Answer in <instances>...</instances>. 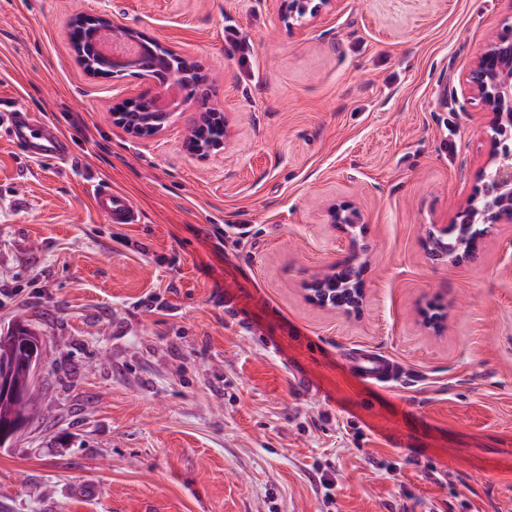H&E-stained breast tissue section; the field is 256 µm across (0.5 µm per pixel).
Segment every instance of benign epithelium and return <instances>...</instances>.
Returning <instances> with one entry per match:
<instances>
[{"label": "benign epithelium", "instance_id": "obj_1", "mask_svg": "<svg viewBox=\"0 0 512 512\" xmlns=\"http://www.w3.org/2000/svg\"><path fill=\"white\" fill-rule=\"evenodd\" d=\"M335 0H281L280 21L284 26L294 29L304 24L307 16L331 8ZM464 92L479 100L487 119L489 138L488 158L480 175L481 186L477 194L482 196L481 205L469 204L456 213L462 217V223L430 224L426 227L424 245L428 253L437 254L448 235H458L457 248L443 254V260L458 264L473 252L476 240L496 224L512 222V39L499 37L490 41L477 57L465 79ZM131 101L118 105L112 112V123L122 128L132 138L156 136L164 131L173 118L172 112H149L143 117L147 126H136L127 122L126 109ZM198 118L195 127L201 130V136L186 140L187 149L196 155L208 156L224 149V138L213 140L208 137V127L218 126L227 130L224 113L213 112L208 104L198 106ZM329 221L338 227L362 222L361 214L346 205L333 204L328 209ZM345 304L342 308L348 312L359 311L364 297L361 281L344 289ZM336 267L328 268L321 277L314 280L308 288V297L322 307H336ZM46 363L43 340L39 336L29 339V353L26 359L27 369L34 375L39 374ZM27 428L22 420L6 423L0 428V446L7 448L16 437Z\"/></svg>", "mask_w": 512, "mask_h": 512}]
</instances>
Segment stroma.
<instances>
[{
	"mask_svg": "<svg viewBox=\"0 0 512 512\" xmlns=\"http://www.w3.org/2000/svg\"><path fill=\"white\" fill-rule=\"evenodd\" d=\"M81 13L200 61L223 153L184 149L190 108L153 139L113 125L148 83L83 71ZM509 34L512 0H336L293 30L279 0H0V328L29 320L48 354L0 512H512V223L458 265L422 247L480 185L462 85ZM19 106L68 158L12 140ZM102 184L137 223L97 210ZM349 257L362 311L308 302ZM360 351L399 376L365 379Z\"/></svg>",
	"mask_w": 512,
	"mask_h": 512,
	"instance_id": "stroma-1",
	"label": "stroma"
}]
</instances>
